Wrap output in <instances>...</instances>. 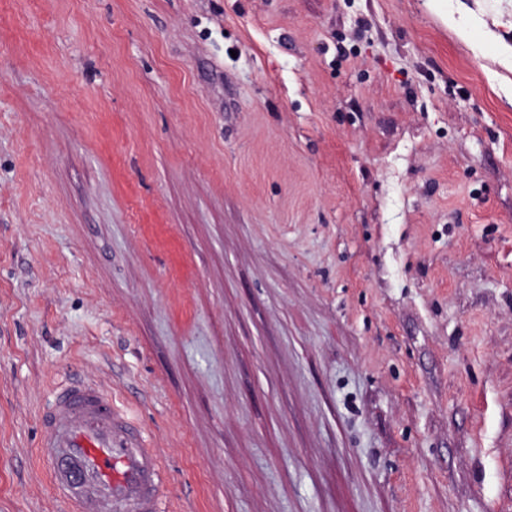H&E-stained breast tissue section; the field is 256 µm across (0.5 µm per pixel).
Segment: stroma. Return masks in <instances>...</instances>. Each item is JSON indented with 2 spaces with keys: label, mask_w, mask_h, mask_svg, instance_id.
Returning <instances> with one entry per match:
<instances>
[{
  "label": "stroma",
  "mask_w": 512,
  "mask_h": 512,
  "mask_svg": "<svg viewBox=\"0 0 512 512\" xmlns=\"http://www.w3.org/2000/svg\"><path fill=\"white\" fill-rule=\"evenodd\" d=\"M0 0V512L91 380L164 512H512V0Z\"/></svg>",
  "instance_id": "1"
}]
</instances>
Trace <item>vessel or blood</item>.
<instances>
[{
    "mask_svg": "<svg viewBox=\"0 0 512 512\" xmlns=\"http://www.w3.org/2000/svg\"><path fill=\"white\" fill-rule=\"evenodd\" d=\"M38 456L65 512H90L94 501L112 512H160L163 473L155 451L93 381L56 391L42 417Z\"/></svg>",
    "mask_w": 512,
    "mask_h": 512,
    "instance_id": "vessel-or-blood-1",
    "label": "vessel or blood"
}]
</instances>
